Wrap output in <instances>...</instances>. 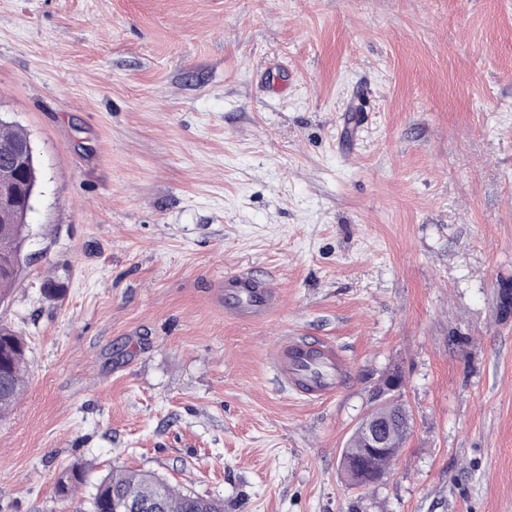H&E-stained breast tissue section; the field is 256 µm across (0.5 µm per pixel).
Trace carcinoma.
Segmentation results:
<instances>
[{
  "mask_svg": "<svg viewBox=\"0 0 512 512\" xmlns=\"http://www.w3.org/2000/svg\"><path fill=\"white\" fill-rule=\"evenodd\" d=\"M29 138L20 129L0 120V181L17 189L14 204L0 205V298L16 282L26 239L27 216L32 209L38 168L33 152L25 163L16 166L5 148L23 149ZM27 367V344L22 336L8 326H0V416L8 413L23 391ZM407 407H387L376 411L391 421L390 448L383 456H372L362 448L361 440L352 435L341 450L342 460L362 463V467L344 465L340 471L345 481L356 487H371L382 482L389 462L399 454L407 435ZM89 465L78 464L65 472L57 483L56 492L62 499L73 497L86 482ZM130 501L152 506V512H224V502L175 489L152 472L111 471L94 485L91 512H110L112 503Z\"/></svg>",
  "mask_w": 512,
  "mask_h": 512,
  "instance_id": "cac0c4a2",
  "label": "carcinoma"
}]
</instances>
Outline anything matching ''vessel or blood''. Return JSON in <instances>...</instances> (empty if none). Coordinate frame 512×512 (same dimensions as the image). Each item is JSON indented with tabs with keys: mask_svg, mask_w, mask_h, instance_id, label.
<instances>
[{
	"mask_svg": "<svg viewBox=\"0 0 512 512\" xmlns=\"http://www.w3.org/2000/svg\"><path fill=\"white\" fill-rule=\"evenodd\" d=\"M224 308L244 320L263 318L277 304L270 282L246 274L224 278ZM275 364L290 388L313 400L333 395L346 381L344 361L331 344L304 336L289 337L279 347Z\"/></svg>",
	"mask_w": 512,
	"mask_h": 512,
	"instance_id": "1",
	"label": "vessel or blood"
}]
</instances>
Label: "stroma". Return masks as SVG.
Masks as SVG:
<instances>
[{
    "mask_svg": "<svg viewBox=\"0 0 512 512\" xmlns=\"http://www.w3.org/2000/svg\"><path fill=\"white\" fill-rule=\"evenodd\" d=\"M0 119L39 169L0 512H89L81 462L224 512H512V0H0ZM240 271L268 317L225 313ZM290 336L334 396L288 391ZM392 372L413 427L350 487ZM224 309L239 319L258 320L277 304V293L270 282L246 274L224 277ZM275 364L290 388L312 400L333 395L346 381L344 361L331 344L291 336L279 347ZM407 413L410 416V411L405 404L404 407H387L376 412H368L366 416L378 414L390 419V448L383 456L368 455L366 448H362L360 438L357 434H353L340 454L343 462L358 459L362 463V472L357 466H347L344 463L340 468L345 481L350 486L371 487L382 482L387 474L390 460L393 458L390 465L392 467L395 463L394 457H397L407 438ZM88 464H78L70 471L64 472L57 483L56 492L61 499L73 497L80 486L86 482Z\"/></svg>",
    "mask_w": 512,
    "mask_h": 512,
    "instance_id": "35a3bbf8",
    "label": "stroma"
}]
</instances>
